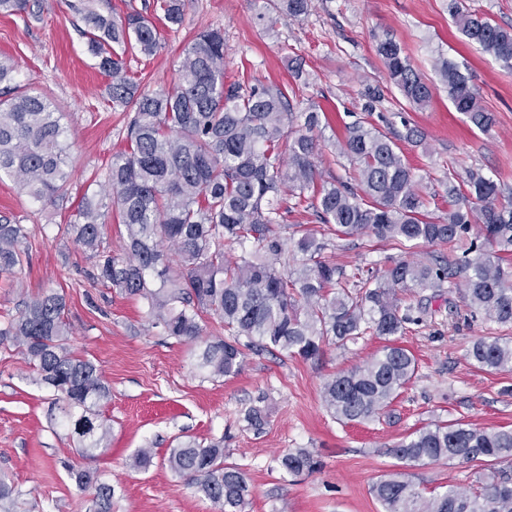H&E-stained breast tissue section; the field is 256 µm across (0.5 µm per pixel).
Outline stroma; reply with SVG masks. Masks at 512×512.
<instances>
[{
	"label": "stroma",
	"instance_id": "1",
	"mask_svg": "<svg viewBox=\"0 0 512 512\" xmlns=\"http://www.w3.org/2000/svg\"><path fill=\"white\" fill-rule=\"evenodd\" d=\"M84 0H30L27 12L0 14V62L13 65L22 89L51 98L63 114L72 170L63 200L44 206L0 175V218L25 225L29 257L16 278L0 275V320L18 315L24 300L46 290L66 297L69 344L93 361L111 389L101 408L111 427L107 447L83 458L55 418V394L36 384L20 350L0 345V479L18 491L15 512H91L92 494L80 490L72 466L101 473L117 492L113 512H218L189 480L167 466L178 436L223 438L227 462L247 471L252 495L245 512H382L371 493L378 479L405 473L423 494L473 486L476 469L458 461L410 466L390 448L436 421H463L487 430L512 428V371L481 369L466 353L490 334L512 336V324L471 315L457 290L404 294L416 324L399 339L417 359L415 378L375 420L342 424L326 409L324 383L335 373L363 365L381 347L365 338L339 349L325 347L304 361L274 351H249L233 377L205 378L195 367L194 344L153 327L145 304L93 278V262L72 241L59 238L80 198L104 184L113 154L126 150L127 108L107 100L110 79L101 72L82 33ZM184 23L161 27L162 47L150 58L128 50V77L142 89L173 88L182 52L198 30L224 32V80L244 86L278 85L294 110L314 104L329 125L321 143L323 179L341 178L335 142L350 113L360 112L368 89L382 98L367 120L389 134L417 128L421 145L400 142L405 161L425 178L428 209L444 215L445 174L482 172L512 191V74L468 44L448 13V0H312L308 15L281 18L273 28L257 19L254 0H182ZM401 45L429 82L434 61L459 63L496 124L473 130L436 87L426 109L406 104L387 83L376 51L383 37ZM328 256L346 274L384 270L402 256L392 241L359 237L341 241ZM257 407L261 431L244 420ZM154 452L150 466L136 467L139 449ZM306 449L321 462L298 477L278 468L279 455Z\"/></svg>",
	"mask_w": 512,
	"mask_h": 512
}]
</instances>
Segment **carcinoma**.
Returning <instances> with one entry per match:
<instances>
[{
	"instance_id": "obj_1",
	"label": "carcinoma",
	"mask_w": 512,
	"mask_h": 512,
	"mask_svg": "<svg viewBox=\"0 0 512 512\" xmlns=\"http://www.w3.org/2000/svg\"><path fill=\"white\" fill-rule=\"evenodd\" d=\"M155 11L173 26L183 23L180 0H156ZM311 0H267L258 19L271 14L298 20ZM450 16L465 40L512 72V31L450 0ZM82 19L90 50L111 77L112 104L132 107L128 149L112 156L105 189L84 195L76 219L58 234L79 244L93 260L96 280L146 302L149 317L167 335L202 341L196 368L211 378L237 375L245 351L278 350L303 360L323 347L344 348L364 336L384 340L364 365L342 371L323 386L322 398L343 423H360L387 408L415 376L418 363L397 343L416 323L399 293L445 286L459 290L465 306L500 325L512 324V199L500 202L498 183L478 171L457 181L448 168V213L429 216L424 178L406 164L395 141L357 119L345 126L337 156L352 167L346 179L320 180L318 158L324 113L309 106L291 111L277 85L243 89L224 82V33L211 29L184 48L178 82L171 90L145 91L127 77L126 48L156 55L160 32L152 18L133 11L112 17L94 5ZM388 81L412 107H426L435 85L408 60L392 38L378 41ZM437 75L448 99L469 125L487 132L492 113L458 63L439 56ZM13 66L0 63V173L14 177L36 202L53 204L69 182V144L62 114L45 95L11 87ZM307 202L318 221L339 240L364 235L395 240L409 250L421 242L469 241L462 255L425 264L407 257L383 272H357L353 280L323 256L326 243L304 224L284 223L283 188ZM111 216L125 225L122 254L104 236ZM302 255L282 263L284 240ZM241 254L226 258L224 243ZM23 224L0 219V273L14 275L29 256ZM65 298L49 290L23 302L19 314L0 324V345L21 350L33 379L57 394L62 422L80 456L104 448L110 426L100 407L109 386L90 360L68 347ZM224 322V336L204 339L202 314ZM467 357L480 368L512 370V336H484ZM389 454L402 462L459 461L491 474L468 492L450 487L423 496L398 475L373 484L383 512H512V477L495 470L512 461V429L484 430L462 421H440L410 433ZM287 473L315 472L320 461L299 449L277 458ZM169 469L189 478L219 512H244L251 478L224 460V439L186 437L171 448ZM77 486L93 491L94 512H112L115 488L95 471L74 473Z\"/></svg>"
}]
</instances>
